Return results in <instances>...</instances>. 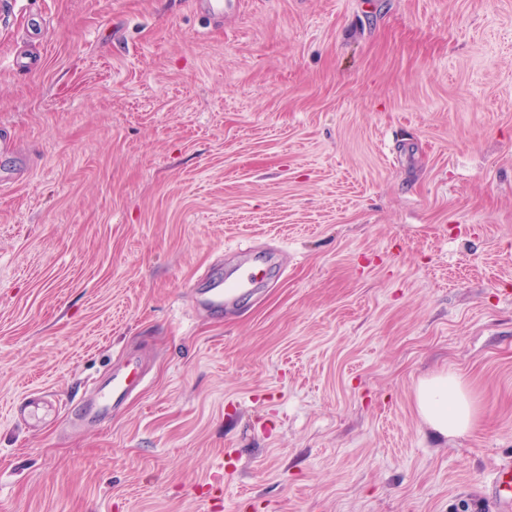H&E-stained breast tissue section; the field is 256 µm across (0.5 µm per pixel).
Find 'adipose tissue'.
Segmentation results:
<instances>
[{"label":"adipose tissue","instance_id":"1","mask_svg":"<svg viewBox=\"0 0 512 512\" xmlns=\"http://www.w3.org/2000/svg\"><path fill=\"white\" fill-rule=\"evenodd\" d=\"M415 408L423 423L443 438L469 433L478 421V411L467 383L451 373L419 380Z\"/></svg>","mask_w":512,"mask_h":512}]
</instances>
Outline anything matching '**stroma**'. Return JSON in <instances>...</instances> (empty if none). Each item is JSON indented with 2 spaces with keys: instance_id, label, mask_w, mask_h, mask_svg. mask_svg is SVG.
Segmentation results:
<instances>
[{
  "instance_id": "obj_1",
  "label": "stroma",
  "mask_w": 512,
  "mask_h": 512,
  "mask_svg": "<svg viewBox=\"0 0 512 512\" xmlns=\"http://www.w3.org/2000/svg\"><path fill=\"white\" fill-rule=\"evenodd\" d=\"M510 457L512 0H0V512H512ZM233 268L216 279L211 273L203 274L199 282L205 285L201 305L212 311L232 309L245 295L256 294L285 273L284 258L277 248L259 249L251 245L235 250ZM144 379V365L140 357L133 356L112 373V383L102 387L96 403L85 407L87 414L102 415L112 412V406L129 396ZM414 401L419 417L436 436H463L477 424L478 411L468 385L455 374L419 380ZM496 474L492 484L493 491L499 498L507 502L512 501V461L510 458L499 466Z\"/></svg>"
}]
</instances>
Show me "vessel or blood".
Wrapping results in <instances>:
<instances>
[{"instance_id":"1","label":"vessel or blood","mask_w":512,"mask_h":512,"mask_svg":"<svg viewBox=\"0 0 512 512\" xmlns=\"http://www.w3.org/2000/svg\"><path fill=\"white\" fill-rule=\"evenodd\" d=\"M233 267L223 278L203 274L199 282L203 285L201 304L212 311L234 308L243 296L258 293L272 282L280 280L285 273L284 258L275 248L259 249L251 245L238 247ZM144 379V365L139 357L130 358L112 373V381L102 387L96 403L87 406V413L102 415L111 413L113 405L129 396ZM495 494L512 501V461L498 468L492 484Z\"/></svg>"}]
</instances>
